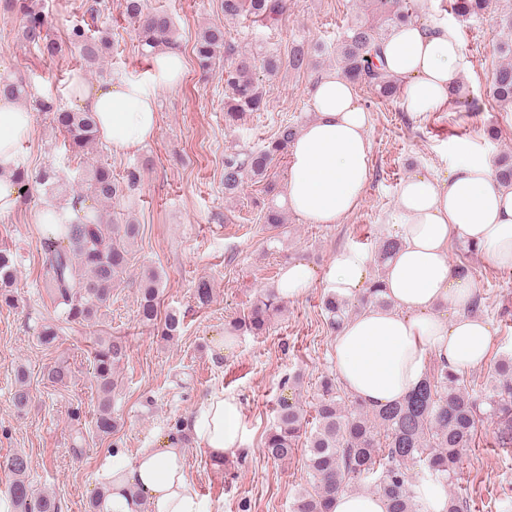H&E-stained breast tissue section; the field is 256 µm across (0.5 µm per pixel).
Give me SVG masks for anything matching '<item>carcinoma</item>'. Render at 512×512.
I'll return each mask as SVG.
<instances>
[{"mask_svg": "<svg viewBox=\"0 0 512 512\" xmlns=\"http://www.w3.org/2000/svg\"><path fill=\"white\" fill-rule=\"evenodd\" d=\"M384 14L383 25L374 27L361 21L351 25L336 44V59L347 77L371 87L382 98L397 95L399 87L392 75L383 70L378 53L382 41L398 25L412 17L410 0H376ZM490 0H454L452 10L467 16L484 10ZM290 0H222L225 20H235L245 14L252 22L274 19L288 11ZM124 12L137 24L139 48L145 55L177 44V29L171 17L161 11L147 9L145 0H123ZM0 12L19 18L21 42L46 59L64 54V44L51 37L48 14L38 0H0ZM67 44L76 49L86 67L92 69L112 48L108 33L89 29L82 23L73 24L67 33ZM195 57L202 70H209L219 59L230 63L231 71L224 93V123L238 124L244 113L261 110L266 90L256 76V56H261L264 75L272 78L283 68L302 70L310 66V53L296 45L283 58L275 52L238 51L224 38V28L202 29L194 44ZM492 97L504 106L512 105V62L499 65L492 76ZM0 96L15 100H31L33 109L52 115L54 126L69 139L71 147L85 150L100 140L95 114L84 109H65L51 96H33L25 85L0 81ZM298 127L283 123L268 141L256 150L232 148L224 155V193L234 194L250 179L263 182L272 189L269 180L274 162L288 153ZM494 177L505 187H512V159L498 158ZM140 171L133 167L125 177L117 179L112 167L92 163L84 170L83 189L72 194L80 207L75 217L59 225L58 238L43 245L42 265L54 303L55 317L39 326L38 340L51 347L59 340L65 325L94 324L101 309L112 300V287L121 280L130 264L131 241L139 234L137 224H112L107 213L93 209L85 202L112 204L123 193L137 186ZM41 186L45 194L63 192L58 172L41 170L30 177L24 166L16 169L20 187L30 182ZM264 223L274 230H284L286 217L275 205L266 207ZM17 260L7 249H0V308H14L18 303L15 281ZM160 277L151 270L144 275L140 288L138 315L141 323L157 327L163 340L169 342L180 335L182 319L175 311L158 321ZM380 280L374 279L365 289V304L386 306ZM284 300L275 291L260 294L247 315L235 320L230 328L260 336L266 330L270 316L281 310ZM323 310L330 328L338 330L347 318L348 301L327 295ZM127 342L122 336H96L92 340L94 386L98 398L95 431L108 437L117 431L119 422L112 416V392L116 388L115 369L126 358ZM70 376L66 363L56 362L46 367L47 380L64 385ZM19 382L13 404L23 410L31 402L25 385V373L17 372ZM316 428L309 436L308 453L311 488L297 493L292 512H332L336 493L346 491L354 480L367 482L374 492L385 497L388 512H419L414 500L413 482L406 463L418 459L426 473L444 480L453 478L467 448L471 447L480 416L486 415L498 426L503 446L512 445V355L498 360L492 379L479 389L466 385L464 375L453 373L440 364L422 384L399 404L384 409H370L351 396L339 394L334 379L321 381V393L315 409ZM303 410L286 399L279 401L275 423L266 441L265 453L275 461H286L305 431ZM0 468L13 476L8 494L17 512H60L54 498L38 494L27 481L29 460L16 453L0 462Z\"/></svg>", "mask_w": 512, "mask_h": 512, "instance_id": "cac0c4a2", "label": "carcinoma"}]
</instances>
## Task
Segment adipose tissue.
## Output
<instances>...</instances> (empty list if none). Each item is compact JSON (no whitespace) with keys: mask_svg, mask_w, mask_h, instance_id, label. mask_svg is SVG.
I'll use <instances>...</instances> for the list:
<instances>
[{"mask_svg":"<svg viewBox=\"0 0 512 512\" xmlns=\"http://www.w3.org/2000/svg\"><path fill=\"white\" fill-rule=\"evenodd\" d=\"M387 72L406 78L403 106L409 112L446 107L461 83V51L444 24L417 19L399 26L382 45ZM184 75L178 50L153 57L143 80L105 83L81 93L95 112L100 135L115 153L150 141L157 130V91L177 86ZM314 115L289 148V172L281 203L313 224H337L359 204L370 177L368 114L354 87L338 73L320 77L311 89ZM31 114L17 101L0 98V215L14 210L19 189V150L31 130ZM401 245L384 264L386 306H371L344 321L336 336V375L362 403L385 408L403 401L425 379L436 357L450 371L485 364L492 327L472 314L476 288L450 260L460 244L491 266L512 270V187L500 186L483 161L457 164L443 178L415 174L400 186L389 214ZM371 259L356 247L337 252L324 282L340 299L359 295L370 281ZM450 304L452 318L436 314ZM213 459L244 445L242 407L235 395L214 390L183 422L181 435L161 447L140 449L133 464L110 458L98 512H208L190 478L183 436Z\"/></svg>","mask_w":512,"mask_h":512,"instance_id":"adipose-tissue-1","label":"adipose tissue"}]
</instances>
